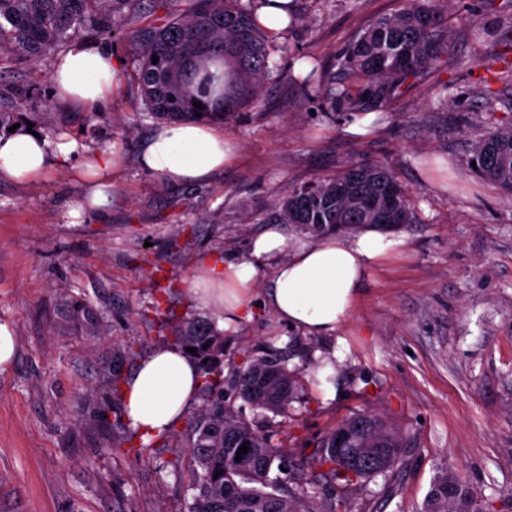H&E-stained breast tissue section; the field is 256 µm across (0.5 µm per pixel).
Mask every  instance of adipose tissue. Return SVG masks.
<instances>
[{"label":"adipose tissue","instance_id":"ef3b65f1","mask_svg":"<svg viewBox=\"0 0 512 512\" xmlns=\"http://www.w3.org/2000/svg\"><path fill=\"white\" fill-rule=\"evenodd\" d=\"M119 67L110 51L78 42L59 57L51 81L61 100L92 106L111 97ZM81 150L73 139L53 142L15 131L0 138V176L34 180ZM235 150V140L222 129L187 121L156 127L138 163L175 182H198L222 170ZM116 160L108 149L83 165L80 176L91 207L101 205ZM403 246L402 238L374 230L295 240L273 224L252 241L245 257H206L203 274L191 279L189 291L201 311H220L219 324L228 331L247 316V301L264 276L265 300L280 322L308 336L333 338L351 317L370 272ZM201 384L198 365L186 351L155 346L123 383L124 415L142 440L150 441L172 430L197 400Z\"/></svg>","mask_w":512,"mask_h":512}]
</instances>
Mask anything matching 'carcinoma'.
Returning <instances> with one entry per match:
<instances>
[{"mask_svg":"<svg viewBox=\"0 0 512 512\" xmlns=\"http://www.w3.org/2000/svg\"><path fill=\"white\" fill-rule=\"evenodd\" d=\"M143 0H0V50L39 58L65 46L74 32L88 27L112 37L118 20L140 12ZM164 10L156 24L132 32L138 57L135 100L149 117L166 123L184 121L222 124L242 109L260 103L268 73V45L253 16V4L241 0H193L172 12L168 0H151ZM447 0H402L395 12L367 25L349 47L323 68L315 65L293 81L320 99L322 111L351 117L385 108L399 88L453 54ZM158 57L152 63V57ZM512 90V68H486L480 93L496 99ZM200 107H194V103ZM40 122V115L0 112V132L17 124ZM483 159L470 170L512 199V120L508 119L476 141L467 162ZM267 224H296L320 236L336 224L353 231L375 223L386 213L388 224H411L414 212L405 188L388 164L359 159L334 176L292 184L271 205ZM173 343L196 348L201 366L203 404L188 434L192 489L188 512H336V498L322 509L310 496L278 489L272 468L292 463L289 435L280 423L259 431L242 413L224 404V389L254 409L288 416L297 385L296 375L277 354L248 355L224 376V335L206 323L191 322L173 336ZM360 421L365 444L390 451L386 465L363 471L356 478L341 471L345 463L336 451L331 429L316 440L312 463L323 468L325 481L349 490L357 482L391 469L400 455L397 432L379 415L350 417L343 427ZM356 442L355 447L364 444ZM248 452L237 453L240 446ZM465 510L469 489L435 483L427 512H448V499Z\"/></svg>","mask_w":512,"mask_h":512,"instance_id":"carcinoma-1","label":"carcinoma"}]
</instances>
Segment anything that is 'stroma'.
Returning <instances> with one entry per match:
<instances>
[{
  "instance_id": "obj_1",
  "label": "stroma",
  "mask_w": 512,
  "mask_h": 512,
  "mask_svg": "<svg viewBox=\"0 0 512 512\" xmlns=\"http://www.w3.org/2000/svg\"><path fill=\"white\" fill-rule=\"evenodd\" d=\"M400 0H297L299 20L269 39V66L329 65ZM512 0H448L456 57L377 111L373 133H347L297 84L267 81L261 104L224 126L238 151L207 183H173L137 158L154 119L133 111L136 62L129 32L107 47L123 62L112 97L77 108L59 100L56 54L28 60L0 51V108L48 112L87 152L120 161L104 203L79 223L81 156L35 181L0 178V321L17 354L0 373V512H187L192 502L190 406L164 445L136 455L139 438L118 398L102 399L113 371L130 374L172 329L202 317L188 282L210 254H244L263 212L288 185L327 177L352 161L388 163L408 191L406 246L379 265L342 331L349 351L326 397L313 375L327 340L279 323L250 299L252 315L224 335V368L250 351L288 359L299 386L285 428L297 464L341 421L374 411L403 443L387 473L359 482L336 512H424L437 477L468 486L472 512H512V201L467 166L473 144L508 113L480 98L486 66L512 62L497 34ZM482 23L487 34L470 31ZM448 101L439 104L440 88Z\"/></svg>"
}]
</instances>
